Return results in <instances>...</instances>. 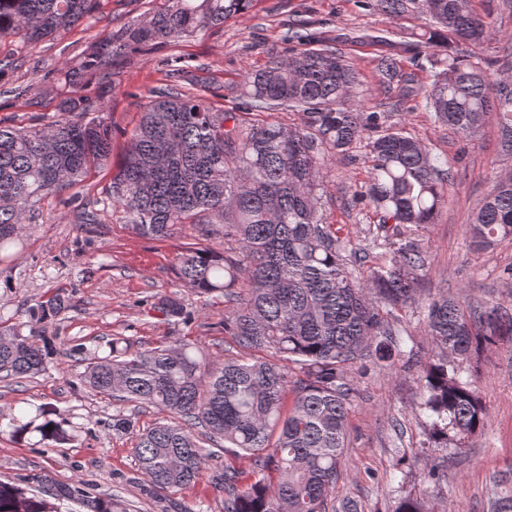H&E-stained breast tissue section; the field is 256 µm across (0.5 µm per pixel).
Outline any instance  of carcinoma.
Listing matches in <instances>:
<instances>
[{
	"mask_svg": "<svg viewBox=\"0 0 512 512\" xmlns=\"http://www.w3.org/2000/svg\"><path fill=\"white\" fill-rule=\"evenodd\" d=\"M99 0H0V42L36 44L92 13ZM254 0H167L137 27L97 43L76 66L101 72L146 43L177 41L250 11ZM434 26L415 34L424 48L431 83L422 104L436 122L463 139L475 137L487 117L498 118L512 154V82L492 80L511 70L512 52L482 53L490 23L470 0H423ZM295 55L274 58L248 74L246 108L298 110L300 126L265 122L243 127L235 114L211 108L176 88L153 92L129 136L128 154L112 176L102 209L125 214L140 236L165 240L185 228L197 232L175 257L179 285L199 297H224V334L251 355H224L214 365L197 342L133 349L114 336L109 352L84 356L77 380L90 393L137 406L169 420L145 430L117 414L112 431L130 434L140 486L165 501L162 512H209L201 501L185 509L167 493L194 485L215 451H233L259 478L242 482L226 465L211 482L224 491L223 512H356L330 500L341 475L355 388L350 369L367 358L389 361L401 344L388 316L415 294L427 252L415 237L434 223L445 203L450 171L430 150L391 123L389 112H369L357 99L356 76L328 38L313 39ZM387 82L399 76L390 57L378 62ZM112 126L80 116L48 128L0 127V253L14 247L29 206L74 186L107 160ZM365 142L371 158L363 203L378 217V233L361 245L321 219L318 189L328 160ZM475 247L512 240V174L496 179L474 212ZM224 238V250L207 244ZM174 324L188 326L194 311L174 293L157 301ZM70 308L53 295L27 309L29 334L0 305V381L33 378L59 365L49 328ZM425 323L436 352L424 365L423 409L430 436L441 447L468 439L485 409L469 382L448 364L503 340H512V312L497 305L462 307L446 297L427 304ZM288 411H283L286 399ZM11 439L31 448L73 440L65 413L45 404L11 417ZM133 512L119 495L93 492L75 480L59 483L44 471L0 480V512Z\"/></svg>",
	"mask_w": 512,
	"mask_h": 512,
	"instance_id": "carcinoma-1",
	"label": "carcinoma"
}]
</instances>
